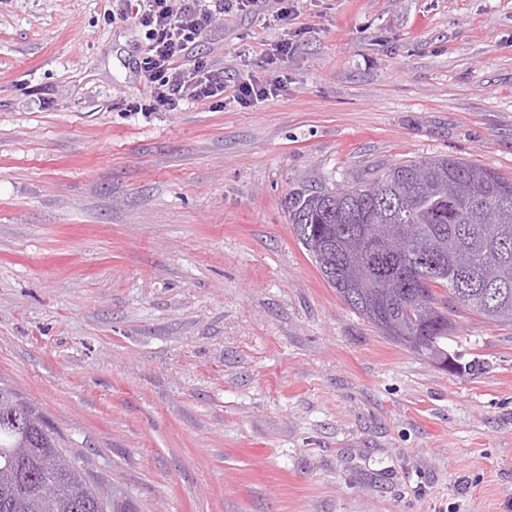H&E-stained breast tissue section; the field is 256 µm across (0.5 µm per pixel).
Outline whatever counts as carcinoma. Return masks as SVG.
<instances>
[{"label":"carcinoma","mask_w":512,"mask_h":512,"mask_svg":"<svg viewBox=\"0 0 512 512\" xmlns=\"http://www.w3.org/2000/svg\"><path fill=\"white\" fill-rule=\"evenodd\" d=\"M288 217L343 302L373 326L374 313L424 338L415 353L443 367L450 315L469 311L512 325V180L452 156L390 165L357 187L288 194ZM401 226L430 247L385 255L376 280L348 281L343 237L387 236ZM57 429L20 393L0 386V512H123L77 465L62 474Z\"/></svg>","instance_id":"1"}]
</instances>
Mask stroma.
Here are the masks:
<instances>
[{
    "label": "stroma",
    "mask_w": 512,
    "mask_h": 512,
    "mask_svg": "<svg viewBox=\"0 0 512 512\" xmlns=\"http://www.w3.org/2000/svg\"><path fill=\"white\" fill-rule=\"evenodd\" d=\"M259 0L171 111L124 0H0V382L130 512H512V325L442 369L348 308L285 201L451 155L512 179V0Z\"/></svg>",
    "instance_id": "1"
}]
</instances>
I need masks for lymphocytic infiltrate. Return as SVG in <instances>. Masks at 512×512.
Returning a JSON list of instances; mask_svg holds the SVG:
<instances>
[{
	"mask_svg": "<svg viewBox=\"0 0 512 512\" xmlns=\"http://www.w3.org/2000/svg\"><path fill=\"white\" fill-rule=\"evenodd\" d=\"M257 0H127L147 40L137 70L151 98L177 110L183 101H202L231 93L241 105L249 106L277 97L284 75H249L233 85L224 82L223 69L198 60L183 67L181 59L203 33L230 12H247Z\"/></svg>",
	"mask_w": 512,
	"mask_h": 512,
	"instance_id": "f902f5d3",
	"label": "lymphocytic infiltrate"
}]
</instances>
